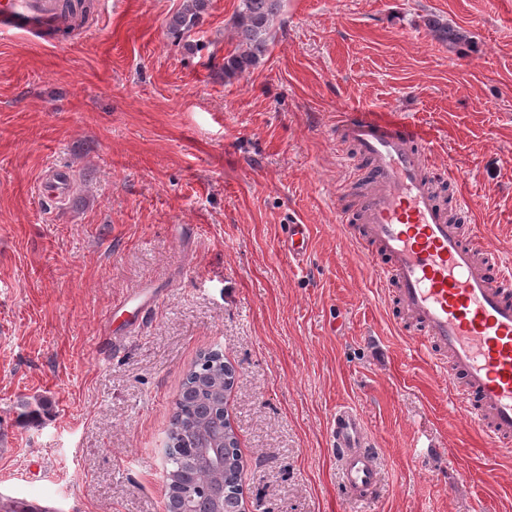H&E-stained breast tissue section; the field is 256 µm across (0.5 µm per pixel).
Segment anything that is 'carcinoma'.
<instances>
[{
    "label": "carcinoma",
    "instance_id": "carcinoma-1",
    "mask_svg": "<svg viewBox=\"0 0 512 512\" xmlns=\"http://www.w3.org/2000/svg\"><path fill=\"white\" fill-rule=\"evenodd\" d=\"M282 0H239L235 28L239 41V49L224 57L221 70L224 77L232 79L241 77L256 68L268 55L270 49L271 29L274 19L279 15ZM72 14L73 22L59 34L66 36L82 27L88 20L94 7V0H66ZM208 0H187L183 8L173 14L167 21L171 35L181 37L191 32L200 23L202 13L206 10ZM426 26L438 40L457 42L459 34L448 28V24L430 17ZM218 399L212 393L198 387L194 372H189L182 384V389L175 401L173 423L171 428H179L191 424L195 428L190 442L181 448H173L165 455V468L181 472L187 469L186 457L193 449L200 448L203 443L224 445V469L211 471L207 468L194 467L197 476L192 484L201 486L222 481L224 490L239 485L241 473L235 448L232 446V429H219L213 423L211 415L217 411Z\"/></svg>",
    "mask_w": 512,
    "mask_h": 512
}]
</instances>
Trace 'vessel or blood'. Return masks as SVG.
I'll return each mask as SVG.
<instances>
[{
  "instance_id": "vessel-or-blood-1",
  "label": "vessel or blood",
  "mask_w": 512,
  "mask_h": 512,
  "mask_svg": "<svg viewBox=\"0 0 512 512\" xmlns=\"http://www.w3.org/2000/svg\"><path fill=\"white\" fill-rule=\"evenodd\" d=\"M0 20L21 30L62 27L56 0H0ZM336 126L376 172L365 196L356 240L376 258L380 281L396 286L405 320L423 326L432 351L448 352V380L458 412L493 453L512 451V260L452 217L471 201L444 208L435 186L455 172L429 168L415 125L363 112L343 113ZM310 229L289 227L288 253L304 256ZM331 446L345 483L358 496L378 486L371 438L358 413L337 410Z\"/></svg>"
}]
</instances>
